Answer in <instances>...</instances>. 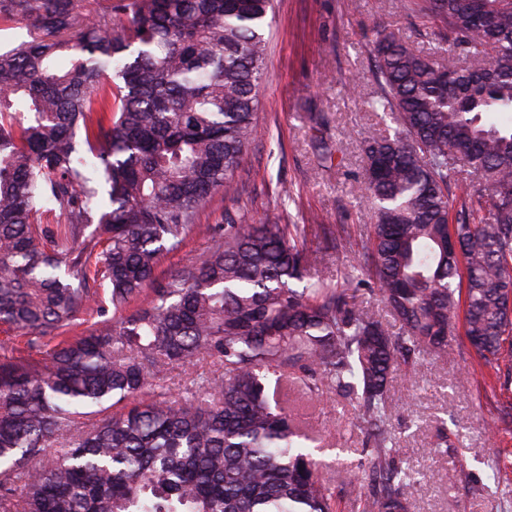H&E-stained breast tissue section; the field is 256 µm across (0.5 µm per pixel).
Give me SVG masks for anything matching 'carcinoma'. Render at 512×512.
Instances as JSON below:
<instances>
[{"mask_svg":"<svg viewBox=\"0 0 512 512\" xmlns=\"http://www.w3.org/2000/svg\"><path fill=\"white\" fill-rule=\"evenodd\" d=\"M273 0H0L29 39L0 50V324L30 346L98 303L112 318L45 361L0 360V512H335L289 398L360 400L367 512H407L416 481L387 435L395 370L447 356L454 319L512 368V0H414L448 31L429 52L372 41L366 142L375 223L361 242L315 225L224 224L158 278L200 207L238 197ZM128 23H123V18ZM69 224L41 222L47 207ZM456 239L458 250L448 248ZM354 251L363 278L320 272ZM400 322L392 335L353 285ZM210 360L193 399L151 395Z\"/></svg>","mask_w":512,"mask_h":512,"instance_id":"1","label":"carcinoma"}]
</instances>
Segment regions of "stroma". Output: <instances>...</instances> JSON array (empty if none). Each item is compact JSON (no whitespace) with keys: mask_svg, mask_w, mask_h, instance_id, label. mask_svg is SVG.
Instances as JSON below:
<instances>
[{"mask_svg":"<svg viewBox=\"0 0 512 512\" xmlns=\"http://www.w3.org/2000/svg\"><path fill=\"white\" fill-rule=\"evenodd\" d=\"M380 26L416 49L438 33L400 0H275L262 133L236 175L240 195L218 194L200 208L159 277L203 258L213 245L209 226L231 216L331 224L355 239L365 233L375 217L361 185L364 146L380 126L367 106L376 89L369 42ZM450 349L397 371L390 386L387 432L417 481L410 512H512V380L475 355L463 330ZM358 414L356 403L333 394L299 411L303 427L328 444L318 474L332 487L362 461Z\"/></svg>","mask_w":512,"mask_h":512,"instance_id":"stroma-1","label":"stroma"}]
</instances>
